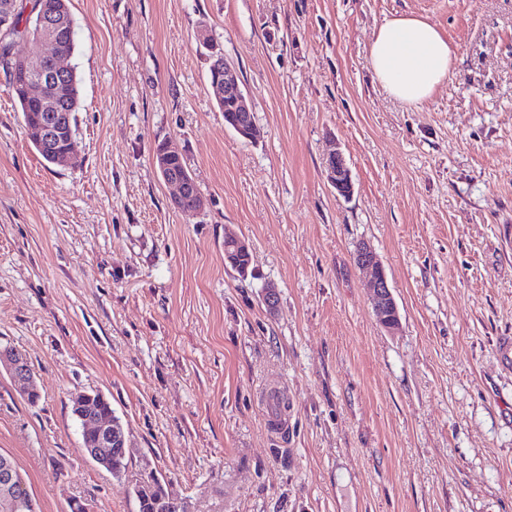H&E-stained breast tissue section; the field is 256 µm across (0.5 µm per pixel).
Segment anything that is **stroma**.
I'll return each instance as SVG.
<instances>
[{"label":"stroma","instance_id":"1","mask_svg":"<svg viewBox=\"0 0 512 512\" xmlns=\"http://www.w3.org/2000/svg\"><path fill=\"white\" fill-rule=\"evenodd\" d=\"M77 156L47 165L0 70V453L38 512H512V0H70ZM455 48L416 107L370 63L385 19ZM207 26L256 133L225 127ZM179 146L187 212L153 164ZM341 151L353 191L325 164ZM251 272L224 265V236ZM401 321L378 322L360 244ZM274 287V307L263 301ZM37 402H29V392ZM97 391L127 440L83 452ZM0 362L8 365L12 377L23 384H28L32 379V372L25 354L17 351L0 353ZM94 394H85L76 400V415L83 421H89L94 426L97 434L93 444H90L86 451V445L89 433L83 436V451L96 463L112 473V458L114 454H120L126 457V448L124 444V436L119 433L117 421L113 420L114 415L112 409L105 404L97 406L99 411L104 412L102 415H93L88 412V407L94 401ZM79 419V418H78ZM80 420V419H79ZM81 421V420H80ZM83 421H81L82 424ZM156 485L157 489L153 497L150 500H146L143 503H140V512L165 511L163 505L168 494L165 492L164 488L161 486V483L158 479L151 478L150 480L141 482L140 484L134 487V493L138 500H145L148 497H150V495L153 493ZM166 501L169 503V512H182L181 506L176 500L169 497L166 499Z\"/></svg>","mask_w":512,"mask_h":512}]
</instances>
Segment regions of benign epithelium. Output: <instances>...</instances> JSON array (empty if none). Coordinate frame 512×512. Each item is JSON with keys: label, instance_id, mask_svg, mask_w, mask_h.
Wrapping results in <instances>:
<instances>
[{"label": "benign epithelium", "instance_id": "obj_1", "mask_svg": "<svg viewBox=\"0 0 512 512\" xmlns=\"http://www.w3.org/2000/svg\"><path fill=\"white\" fill-rule=\"evenodd\" d=\"M16 5L7 3L0 7V33L8 34L14 28ZM26 16L33 26L27 28L19 38L32 39L42 47L41 55L36 59H23L22 90L25 101L40 109L35 118L25 117L26 130L36 148L57 166L69 163L76 151L72 114L67 119L58 112L61 91L70 79L73 68L68 65L69 54L58 52L62 37L72 36L74 22L67 0H30ZM198 41L209 51V81L215 91L218 103L226 100L233 102L236 116L230 119L232 129L244 138H250L254 123L248 115L251 110L241 88L240 76L236 68L223 57L220 45L210 38L204 28L198 32ZM180 151L169 141L163 142L154 154V165L162 180L177 188L175 204L182 202L196 191L197 183L188 169L174 171L169 160ZM327 179L336 191L348 195L353 189L351 172L343 155L331 152L326 160ZM250 254L249 243L238 236H228L224 242V264L234 269L240 268L243 256ZM355 264L370 276L371 304L376 317L386 331L399 330L400 316L398 307L388 284L385 270L376 254L369 246L360 245L354 254ZM0 362L8 365L12 377L27 384L32 372L25 354L6 351L0 354ZM103 403V395L85 394L76 400V415L88 421L96 430L95 441L86 454L107 470H112V458L115 454L126 455L124 436L119 433L118 422L113 420L112 409L102 415L88 412L91 402ZM0 505L9 512H36L35 504L26 482L20 472L7 458L0 459Z\"/></svg>", "mask_w": 512, "mask_h": 512}]
</instances>
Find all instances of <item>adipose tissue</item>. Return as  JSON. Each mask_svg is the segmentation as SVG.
I'll use <instances>...</instances> for the list:
<instances>
[{
    "instance_id": "1",
    "label": "adipose tissue",
    "mask_w": 512,
    "mask_h": 512,
    "mask_svg": "<svg viewBox=\"0 0 512 512\" xmlns=\"http://www.w3.org/2000/svg\"><path fill=\"white\" fill-rule=\"evenodd\" d=\"M370 58L385 92L401 104L417 106L447 80L455 51L427 20L401 15L379 25L371 42Z\"/></svg>"
}]
</instances>
